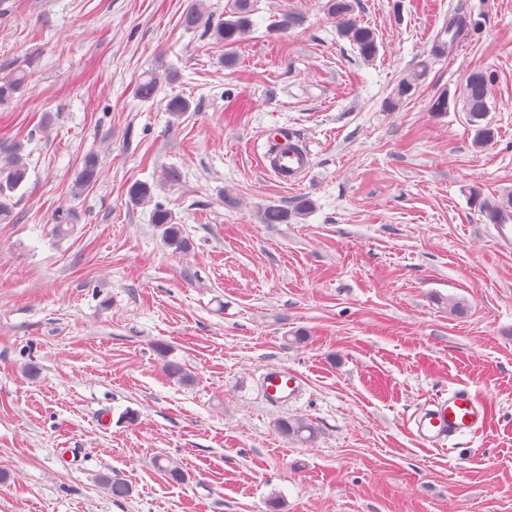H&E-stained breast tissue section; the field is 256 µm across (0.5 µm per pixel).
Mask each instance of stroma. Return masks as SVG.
Returning <instances> with one entry per match:
<instances>
[{"label": "stroma", "instance_id": "stroma-1", "mask_svg": "<svg viewBox=\"0 0 512 512\" xmlns=\"http://www.w3.org/2000/svg\"><path fill=\"white\" fill-rule=\"evenodd\" d=\"M191 2L0 0V77L28 75L0 104V148L22 144L29 167L0 224V512H512V250L467 194L512 193V0H356L380 44L369 63L327 0H256L229 50L184 30ZM288 9L303 25L269 33ZM457 10L471 38L430 57ZM479 66L498 75L484 149L465 112L429 110ZM147 73L159 91L143 101ZM175 95L191 108L173 123ZM272 129L309 150L302 186L266 170ZM90 154L99 176L82 186ZM135 182L189 250L129 204ZM302 195L306 215L261 222ZM61 207L78 215L64 238ZM159 343L191 383L163 372ZM273 365L300 375L299 400H264ZM459 385L491 423L449 450L420 446L410 418ZM290 417L314 424L313 443L276 431ZM104 473L132 495L112 498ZM424 71H414L403 77L394 88L391 96L384 102L385 108L389 111L399 107L415 88L416 82L424 75ZM152 224H159L163 228L164 243L176 251H185L189 248L188 239L183 235L182 225L178 224L174 214L161 203H154L151 214Z\"/></svg>", "mask_w": 512, "mask_h": 512}]
</instances>
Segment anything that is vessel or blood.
<instances>
[{
  "instance_id": "1",
  "label": "vessel or blood",
  "mask_w": 512,
  "mask_h": 512,
  "mask_svg": "<svg viewBox=\"0 0 512 512\" xmlns=\"http://www.w3.org/2000/svg\"><path fill=\"white\" fill-rule=\"evenodd\" d=\"M272 173L280 183L293 185L310 167V156L305 149H282L278 140H271L265 155ZM266 402L283 407L296 400L302 390L300 377L284 366L266 368L260 379ZM490 412L485 401L474 395L468 386H460L428 402L412 421V433L426 448H441L467 435L483 432L490 423Z\"/></svg>"
}]
</instances>
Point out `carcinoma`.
Segmentation results:
<instances>
[{"label": "carcinoma", "mask_w": 512, "mask_h": 512, "mask_svg": "<svg viewBox=\"0 0 512 512\" xmlns=\"http://www.w3.org/2000/svg\"><path fill=\"white\" fill-rule=\"evenodd\" d=\"M355 0H327L328 15L335 20L342 37L355 47L358 57L364 62L374 60L379 53L378 36L375 30L365 26L355 16ZM255 14L254 0H235L233 9L223 20L215 23L205 16V13L194 4L182 15L181 24L187 31H194L203 27L211 33L217 42L226 47L234 46L244 40L254 27L252 16ZM304 22L299 12L288 10L270 24L269 30L276 34H285L300 27ZM475 30V23L462 11L457 10L448 17L443 30L432 43L431 55L441 56L453 49L454 46L465 41ZM423 76V72L414 71L403 77L394 88L391 96L384 102L385 108L393 111L399 107L415 88L416 82ZM26 75L15 73L9 77L0 78V103L11 100L23 88ZM497 82V74L488 68H474L465 76L462 87L454 97L442 94L435 98L430 105V112L440 115L450 109L451 104L461 103L471 130L474 132L473 145L477 149L485 148L494 143L496 128L489 118L490 107L488 100L492 88ZM159 89L156 78L137 83L135 93L144 101L155 98ZM190 110L189 101L181 96L171 97L165 111L175 119H180ZM28 175V164L23 156L22 146L16 144L5 151L0 158V223L12 220L11 200L15 193L25 183ZM98 178V163L94 155H89L84 161L83 169L78 173L77 182L86 185ZM469 198L478 207L481 220L485 224H505L512 219V194L499 200H487L482 197L481 191L475 186L468 188ZM129 202L135 206L153 205L151 214L152 223L163 228L164 243L177 250L185 251L189 248L188 239L183 235L182 225L178 224L174 214L162 204L154 202L152 187L143 182H136L128 189ZM313 209V201L309 197H300L294 201L292 207L267 206L261 213L264 224H286L288 220L307 214ZM155 351L162 362V366L169 377L188 382L191 375L178 361L170 358V348L164 344L155 345ZM275 427L285 437L310 442L317 436L315 426L305 419H280ZM158 470L173 482H182L185 475L182 469L165 456L155 459ZM99 483L112 497L116 499L130 496V486L108 474L99 477Z\"/></svg>", "instance_id": "cac0c4a2"}]
</instances>
